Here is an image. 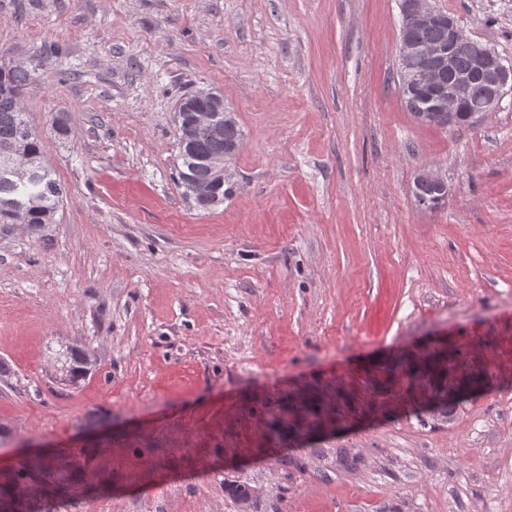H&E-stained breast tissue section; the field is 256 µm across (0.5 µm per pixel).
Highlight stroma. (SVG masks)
Wrapping results in <instances>:
<instances>
[{"label":"stroma","instance_id":"35a3bbf8","mask_svg":"<svg viewBox=\"0 0 512 512\" xmlns=\"http://www.w3.org/2000/svg\"><path fill=\"white\" fill-rule=\"evenodd\" d=\"M400 3L0 0L62 189L53 223L0 224V476L67 464L53 512H241L237 483L250 512H512V94L418 121ZM427 4L512 64V0ZM197 89L242 130L208 210L175 179ZM440 342L487 378L449 423L389 370ZM73 344L97 361L69 386ZM303 390L310 434L270 441Z\"/></svg>","mask_w":512,"mask_h":512}]
</instances>
